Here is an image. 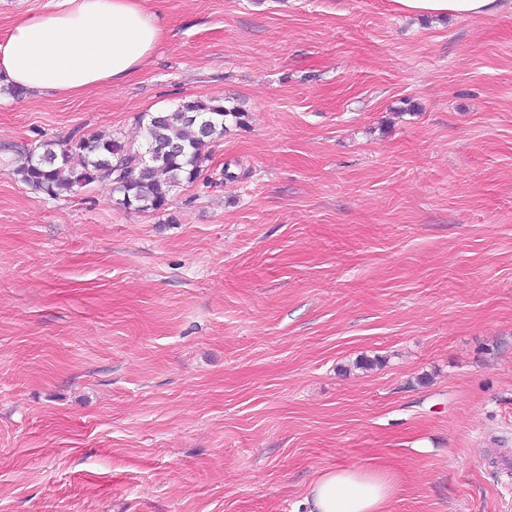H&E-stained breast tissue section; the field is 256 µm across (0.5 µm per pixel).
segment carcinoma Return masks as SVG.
Segmentation results:
<instances>
[{
	"label": "carcinoma",
	"mask_w": 512,
	"mask_h": 512,
	"mask_svg": "<svg viewBox=\"0 0 512 512\" xmlns=\"http://www.w3.org/2000/svg\"><path fill=\"white\" fill-rule=\"evenodd\" d=\"M247 113L218 99L189 98L173 109L145 112L140 122L145 149L140 151L110 133L74 136L65 143L46 140L17 168L23 180L51 197L96 182H109L117 204L137 211H163L171 193L197 181L209 148L230 126H243ZM211 122L207 133L199 122ZM178 145L183 154L170 151Z\"/></svg>",
	"instance_id": "carcinoma-1"
}]
</instances>
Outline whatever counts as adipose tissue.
<instances>
[{
	"mask_svg": "<svg viewBox=\"0 0 512 512\" xmlns=\"http://www.w3.org/2000/svg\"><path fill=\"white\" fill-rule=\"evenodd\" d=\"M413 16L492 17L504 0H391ZM163 29L147 0H58L54 12L16 24L0 43V78L32 93L74 94L118 85L140 69ZM396 489L379 468H330L313 481L305 512H389Z\"/></svg>",
	"mask_w": 512,
	"mask_h": 512,
	"instance_id": "obj_1",
	"label": "adipose tissue"
}]
</instances>
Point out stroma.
<instances>
[{
  "mask_svg": "<svg viewBox=\"0 0 512 512\" xmlns=\"http://www.w3.org/2000/svg\"><path fill=\"white\" fill-rule=\"evenodd\" d=\"M150 7L125 82L0 91V512H303L337 465L389 512H512V10ZM186 98L247 123L165 211L16 173Z\"/></svg>",
  "mask_w": 512,
  "mask_h": 512,
  "instance_id": "stroma-1",
  "label": "stroma"
}]
</instances>
